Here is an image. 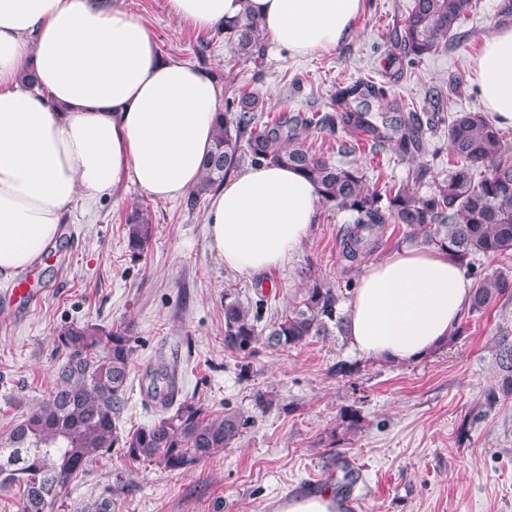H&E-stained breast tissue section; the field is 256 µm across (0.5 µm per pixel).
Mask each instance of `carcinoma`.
I'll return each mask as SVG.
<instances>
[{"label":"carcinoma","mask_w":512,"mask_h":512,"mask_svg":"<svg viewBox=\"0 0 512 512\" xmlns=\"http://www.w3.org/2000/svg\"><path fill=\"white\" fill-rule=\"evenodd\" d=\"M472 0H413L396 35L400 56L421 59L438 53L456 35ZM234 57L259 66L268 47V33L249 11L217 28ZM432 112L421 117L404 114L398 102L372 108L383 91L368 82L336 89L334 112L284 113L269 124L262 121L265 101L240 91L218 112L213 145L198 183L183 199L188 212L220 187L244 160L250 164H282L294 168L316 187L322 205L345 212L342 255L350 262L376 251L384 226H405L411 241L448 251L475 279L469 313L482 316L497 304L512 301V275L482 274L476 260L512 258V145L486 112H460L448 122L452 167L448 176L422 193L429 168L420 163L412 184L368 183L364 170L329 162L305 146L311 130L335 131L336 126L363 136L374 150L386 144L401 157L423 149L424 127L433 125L444 107L442 93L429 95ZM377 111L380 121L370 112ZM128 247L134 256L148 245L152 224L147 210L136 207L126 217ZM351 294L329 280L313 277L295 305L263 322V300L244 305L224 294V346L238 354L253 352L259 341L272 348L299 347L318 336H344L348 315L342 304ZM58 339L68 350L59 365L49 395L29 408L23 419L0 441V488L20 490L18 512H48L68 484L93 460L117 448L132 462L149 460L164 470L178 471L230 448L251 417L225 409L208 410L200 400L176 401V365L163 360L149 367L146 396L162 412L153 424L126 434L117 422L126 409L130 386L132 337L122 329L107 333L95 327L69 326ZM499 369L496 384L484 394L492 409L500 398L512 396V330L497 328L493 337Z\"/></svg>","instance_id":"cac0c4a2"}]
</instances>
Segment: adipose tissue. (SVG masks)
<instances>
[{"mask_svg": "<svg viewBox=\"0 0 512 512\" xmlns=\"http://www.w3.org/2000/svg\"><path fill=\"white\" fill-rule=\"evenodd\" d=\"M167 13L210 30L243 11L303 56L349 36L362 0H165ZM33 63L35 88L21 81ZM473 84L497 126L512 128V26L484 38ZM219 93L209 72L163 58L139 18L110 0H0V276L40 260L76 199L132 181L168 199L200 179ZM311 181L264 164L211 196L205 223L225 266L251 275L281 266L316 223ZM471 283L447 252H397L367 268L349 303L350 346L407 362L446 343Z\"/></svg>", "mask_w": 512, "mask_h": 512, "instance_id": "1", "label": "adipose tissue"}]
</instances>
